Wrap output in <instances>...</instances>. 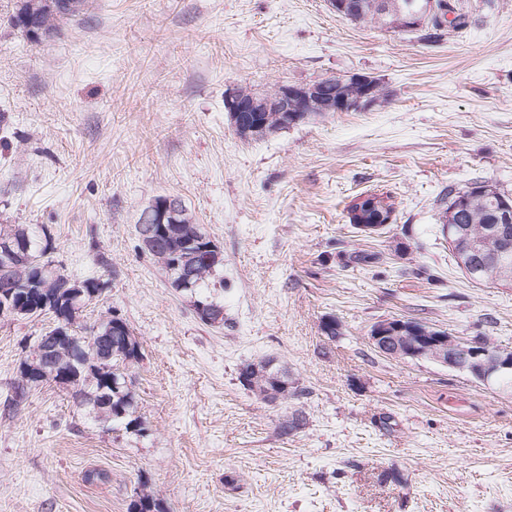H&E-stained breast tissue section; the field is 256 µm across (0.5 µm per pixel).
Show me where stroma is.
I'll return each mask as SVG.
<instances>
[{"label":"stroma","instance_id":"1","mask_svg":"<svg viewBox=\"0 0 512 512\" xmlns=\"http://www.w3.org/2000/svg\"><path fill=\"white\" fill-rule=\"evenodd\" d=\"M17 5L0 0V224L45 230L63 273L100 277L80 321L119 315L139 342L141 428L52 381L15 397L52 319L1 317L0 512H128L144 489L161 512H512V385L369 340L401 318L512 349V288L465 276L439 208L475 181L512 195V0H460L474 25L437 39L326 0H87L34 39ZM354 73L378 79L380 106L256 141L227 120L231 87ZM362 193L390 196L393 224H350ZM159 196L221 248L223 328L140 247ZM265 359L297 395L239 382Z\"/></svg>","mask_w":512,"mask_h":512}]
</instances>
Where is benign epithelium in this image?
I'll return each instance as SVG.
<instances>
[{"instance_id": "7a95c632", "label": "benign epithelium", "mask_w": 512, "mask_h": 512, "mask_svg": "<svg viewBox=\"0 0 512 512\" xmlns=\"http://www.w3.org/2000/svg\"><path fill=\"white\" fill-rule=\"evenodd\" d=\"M437 9L435 0L426 5L404 10L402 29L421 27ZM348 83L356 88L351 95L324 92L326 84ZM379 102L377 81L368 75L354 74L348 78L329 77L311 84H281L270 93H257L249 88L228 89L224 110L235 133L244 140L266 139L282 130L299 124L311 116L325 112H352L367 109ZM148 227L140 228L141 242L151 248L156 234L164 224H178L182 217L180 202L163 197L152 202L148 209ZM71 326H56L42 337L30 358V376L38 383L47 376L51 362L45 356V344L52 337L64 339ZM369 340L384 356L392 358H421L428 356L452 370L464 372L489 383L512 377V352L507 349L490 350L483 340L465 341L448 331H435L404 319L382 320L372 326Z\"/></svg>"}]
</instances>
